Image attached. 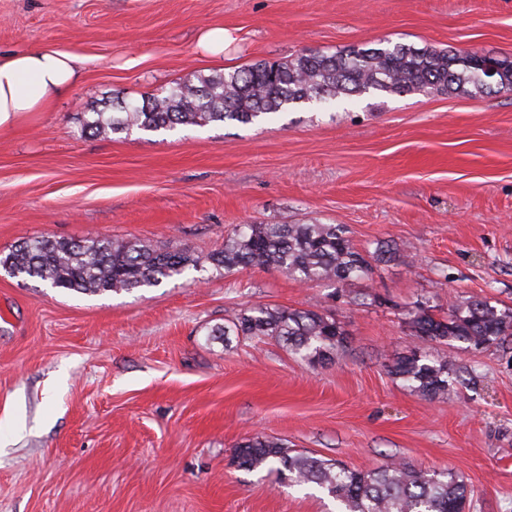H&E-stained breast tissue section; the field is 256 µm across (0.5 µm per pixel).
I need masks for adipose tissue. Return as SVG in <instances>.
<instances>
[{
    "label": "adipose tissue",
    "mask_w": 512,
    "mask_h": 512,
    "mask_svg": "<svg viewBox=\"0 0 512 512\" xmlns=\"http://www.w3.org/2000/svg\"><path fill=\"white\" fill-rule=\"evenodd\" d=\"M76 77L75 57L51 47L0 58V128L47 110Z\"/></svg>",
    "instance_id": "1"
}]
</instances>
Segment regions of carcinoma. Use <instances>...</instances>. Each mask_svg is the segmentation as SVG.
<instances>
[{
	"instance_id": "carcinoma-1",
	"label": "carcinoma",
	"mask_w": 512,
	"mask_h": 512,
	"mask_svg": "<svg viewBox=\"0 0 512 512\" xmlns=\"http://www.w3.org/2000/svg\"><path fill=\"white\" fill-rule=\"evenodd\" d=\"M512 87V63L475 51H443L381 42L335 53L304 51L286 60H260L224 74L186 78L143 99L121 100L113 111L83 113L80 134L157 132L178 125L249 124L266 121L303 103L384 92L407 94L474 89L491 93ZM390 258L387 246L362 253L341 224H244L226 236L224 249L199 255L186 248H156L141 241L53 239L19 242L0 267L13 277L38 278L53 288L83 294L150 288L207 266L230 273L240 268L275 269L294 281L343 287ZM419 340L469 350L512 337V309L472 297L437 318L420 301L406 313ZM258 340L273 338L312 365L324 364L348 344V333L328 313L258 305L240 311L231 326L216 327ZM389 372L417 395L433 399L454 389L452 361L415 346L396 357ZM238 468L264 470L289 487L320 489L339 512H470L471 490L451 469L427 470L391 462L370 471L350 469L292 451L280 440L254 435L237 444Z\"/></svg>"
}]
</instances>
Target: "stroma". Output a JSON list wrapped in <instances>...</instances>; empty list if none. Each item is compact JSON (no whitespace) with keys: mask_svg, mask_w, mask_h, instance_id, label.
Segmentation results:
<instances>
[{"mask_svg":"<svg viewBox=\"0 0 512 512\" xmlns=\"http://www.w3.org/2000/svg\"><path fill=\"white\" fill-rule=\"evenodd\" d=\"M224 27L220 55L197 46ZM512 60V0H0V57L52 46L81 77L0 129V253L26 238L221 250L239 224H341L392 261L342 290L276 270L189 272L81 294L0 270V512H336L231 463L262 433L366 470L450 468L471 512H512V338L425 344L463 371L425 399L388 371L404 314L472 296L512 307V88L366 94L275 120L84 135L81 113L193 73L377 41ZM324 310L349 335L310 365L278 341L215 339L241 309Z\"/></svg>","mask_w":512,"mask_h":512,"instance_id":"stroma-1","label":"stroma"}]
</instances>
